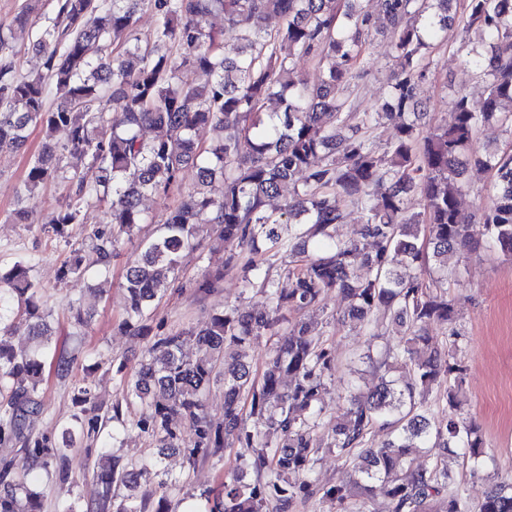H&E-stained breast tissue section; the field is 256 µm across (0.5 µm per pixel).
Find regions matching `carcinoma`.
<instances>
[{"mask_svg": "<svg viewBox=\"0 0 512 512\" xmlns=\"http://www.w3.org/2000/svg\"><path fill=\"white\" fill-rule=\"evenodd\" d=\"M465 2L458 36L466 46L474 30L488 45V53L474 49L470 59L486 92L474 99L458 91L452 121L426 133V103L419 97L428 78L424 56L454 28L458 0H376L373 12L360 0H56L55 16L33 44L42 69L26 76L17 75L13 46L0 35V151L22 148L33 126L45 133L16 195L56 179L68 185L45 233L62 235L84 223L86 207L104 206L112 232H95L90 252L106 268L121 236L131 238L147 223L143 198L168 194L189 164L198 167L196 188L128 262L124 327L130 335L150 332L144 321L165 296L168 274L205 233L230 248L226 266H241L244 287L257 284L265 294L264 311L226 307L187 331L158 336L138 375L126 382L124 399L112 403L118 422L140 406L135 426L162 447L181 449L191 465L240 449L236 472L212 512H293L297 502L319 494L345 506L376 491L391 512H472L448 455L461 444L478 468L489 454L479 425L458 413V332H450V347L419 354L430 342L427 326L452 320L447 290L430 285L448 281V252L475 251L485 242L512 257V151L474 148L482 126L512 127V0ZM142 11L154 17L144 40L136 35ZM216 12L240 30L234 53L224 51L223 34L206 25ZM272 17L280 20L274 31L266 28ZM378 18L394 38L395 66L381 107L351 125L356 101L349 81L369 53ZM302 57L323 66L319 80L296 75L294 63ZM271 99L280 101L281 111L265 110ZM384 121L393 123L395 138L382 149L370 131ZM210 126L224 136L204 148L200 131ZM144 127L152 130L148 139ZM61 128L67 141L60 146L53 133ZM468 164L493 173L480 217L484 242L458 209ZM217 176L224 184L219 197L210 190ZM285 188L284 204L267 210L266 202ZM414 195L423 202L419 212L408 209ZM349 203L364 223L358 238L347 241L336 227ZM261 250L289 258L284 275L269 277L253 259ZM83 252L72 249L61 278L84 273ZM358 265L369 275L354 276ZM401 266L419 273L403 274ZM30 272L22 261L0 272V446L21 444L20 457L0 460V512H42L37 473L53 464L59 478L69 479L67 450L84 432L77 420L64 429L61 446L48 448L28 431L27 419L41 409L43 354L19 355L5 337L20 328L37 339L48 334V313ZM223 282L224 270H209L195 288L209 293ZM331 289L348 301L343 320L375 328L382 315L404 336L383 361L401 376L351 395L326 446L341 459L364 456L365 466L347 481L321 486L315 434L333 357L311 323L296 320L282 335L276 327L291 312L318 307ZM96 299L92 294L70 305L77 324L88 322ZM266 335L276 341L256 380L241 349ZM188 344L198 351L194 360L184 356ZM219 376L221 426L204 411ZM432 402L443 405L439 419L430 412ZM178 419L189 423V433L176 427ZM381 426L392 437L374 448L368 438ZM419 448L442 454L418 463ZM146 472V463L122 465L102 456L98 512H146V500L115 493L134 489ZM478 512H512V483L488 491Z\"/></svg>", "mask_w": 512, "mask_h": 512, "instance_id": "1", "label": "carcinoma"}]
</instances>
